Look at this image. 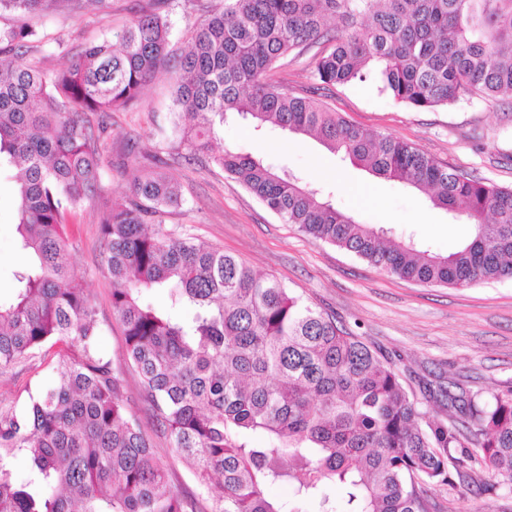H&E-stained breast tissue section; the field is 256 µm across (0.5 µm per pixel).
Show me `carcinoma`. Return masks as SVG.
Listing matches in <instances>:
<instances>
[{
	"label": "carcinoma",
	"mask_w": 512,
	"mask_h": 512,
	"mask_svg": "<svg viewBox=\"0 0 512 512\" xmlns=\"http://www.w3.org/2000/svg\"><path fill=\"white\" fill-rule=\"evenodd\" d=\"M57 0H0V167L19 168L13 224L23 260L0 297V374L58 345V383L0 406V512H203L174 490L125 397L134 371L151 412L198 486L220 493L212 512H284L267 489L286 482L318 512H430L421 484L465 481L479 455L512 485V390L484 397L429 391L455 412L421 410L394 365L280 282L165 217L182 208L171 179L152 170L101 217L112 308L126 336L124 365L100 347L103 330L74 273L67 226L98 197L106 123L90 115L134 105L172 69L183 139L207 150L231 118L314 137L334 155L465 214L467 239L446 254L360 224L320 190L249 154L214 162L284 222L400 278L464 288L512 277V188L449 169L414 145L348 123L270 82L275 64L317 45L326 89L372 77L380 93L417 109L469 96L512 97V0H224L198 22L169 65L170 22L150 0L112 37L63 69L24 60L40 42L33 19ZM158 224L154 233L148 225ZM147 291L167 293L157 308ZM28 457L27 477L11 459ZM339 485L343 505L326 490Z\"/></svg>",
	"instance_id": "carcinoma-1"
}]
</instances>
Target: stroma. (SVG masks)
<instances>
[{"label":"stroma","instance_id":"35a3bbf8","mask_svg":"<svg viewBox=\"0 0 512 512\" xmlns=\"http://www.w3.org/2000/svg\"><path fill=\"white\" fill-rule=\"evenodd\" d=\"M147 0H106L95 14L57 0L39 22L40 31L63 38L77 53L127 24ZM218 0H166L171 25L169 51L182 54L193 25L215 10ZM309 56L284 59L270 73L276 84L317 100L349 123L414 144L439 164L466 170L512 188V97L462 99L421 110L394 103L374 80L314 91ZM173 82L158 72L138 103L111 113L103 158L100 197L86 203L70 230L75 272L82 276L104 329L102 347L113 364L125 361L123 327L112 309L100 208L103 200L128 193L135 175L161 165L178 183L184 204L166 224L191 234L277 279L310 303L342 321L365 343L391 359L421 409L447 419L429 400L447 381L481 394L512 389V278L466 288L434 286L389 274L330 243L312 239L284 223L212 159L222 150H242L277 171H288L330 193L336 205L363 224L415 234L435 251L448 253L470 232L465 220H450L424 194L370 175L326 152L314 139L275 129L254 135L229 122L211 150L180 146L173 108ZM50 357L35 356L0 374V403L23 405L29 391L53 380ZM142 427L167 464V478L180 492L197 491L192 475L153 420L139 410ZM470 482L425 484L432 512H512V487L499 483L482 459L470 464Z\"/></svg>","mask_w":512,"mask_h":512}]
</instances>
